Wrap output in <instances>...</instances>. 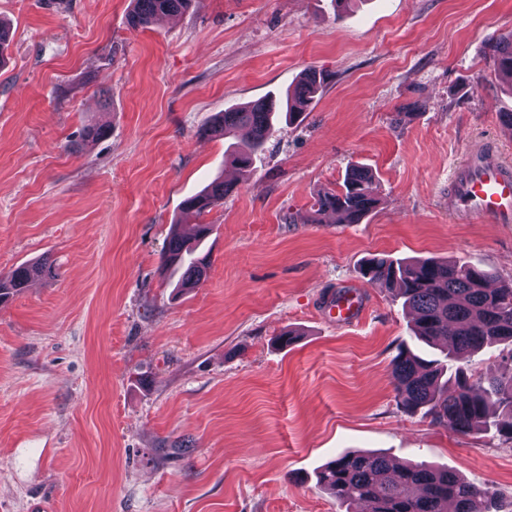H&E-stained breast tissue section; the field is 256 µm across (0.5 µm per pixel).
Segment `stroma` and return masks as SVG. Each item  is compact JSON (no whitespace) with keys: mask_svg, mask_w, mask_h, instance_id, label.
<instances>
[{"mask_svg":"<svg viewBox=\"0 0 512 512\" xmlns=\"http://www.w3.org/2000/svg\"><path fill=\"white\" fill-rule=\"evenodd\" d=\"M130 9L0 0V270L55 268L0 304V512H368L317 483L353 451L454 468L512 503V442L400 408L390 363L412 316L359 274L384 253L512 278V224L448 213L472 150L512 164V86L489 62L512 0H193L144 29ZM310 67L323 92L251 172L199 136ZM90 124L106 137L84 140ZM353 166L378 209L303 223ZM219 176L237 191L205 217L206 279L177 288L167 237ZM343 292L356 323L324 308Z\"/></svg>","mask_w":512,"mask_h":512,"instance_id":"1","label":"stroma"}]
</instances>
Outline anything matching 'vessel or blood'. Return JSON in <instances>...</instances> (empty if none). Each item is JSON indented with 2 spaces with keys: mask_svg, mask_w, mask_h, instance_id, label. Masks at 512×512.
Listing matches in <instances>:
<instances>
[{
  "mask_svg": "<svg viewBox=\"0 0 512 512\" xmlns=\"http://www.w3.org/2000/svg\"><path fill=\"white\" fill-rule=\"evenodd\" d=\"M448 212L459 221L511 224L512 166L494 158L489 148L472 152L454 176Z\"/></svg>",
  "mask_w": 512,
  "mask_h": 512,
  "instance_id": "b4317fda",
  "label": "vessel or blood"
}]
</instances>
